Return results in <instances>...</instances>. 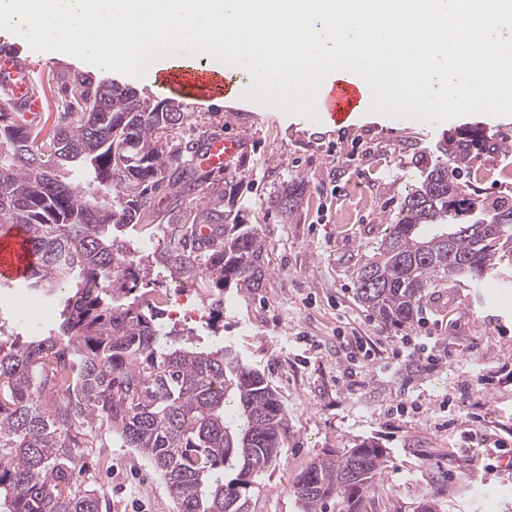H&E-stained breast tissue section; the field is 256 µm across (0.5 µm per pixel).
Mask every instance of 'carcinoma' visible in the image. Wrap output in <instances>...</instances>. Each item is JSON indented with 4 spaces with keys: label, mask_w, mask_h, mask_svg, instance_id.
<instances>
[{
    "label": "carcinoma",
    "mask_w": 512,
    "mask_h": 512,
    "mask_svg": "<svg viewBox=\"0 0 512 512\" xmlns=\"http://www.w3.org/2000/svg\"><path fill=\"white\" fill-rule=\"evenodd\" d=\"M69 99L52 128L20 122L0 94V226L20 225L37 265L25 281L36 297L66 285L56 333L21 347L0 344V499L4 512H101L99 494L77 482L82 448L107 426L142 453L165 480L177 512H249L252 478L280 455L285 408L258 370L227 349L188 346L166 330L151 274L196 281L216 318L224 289L256 291L269 274L267 243L224 210V177L195 167L199 142L183 140L182 105L141 99L133 89L64 78ZM483 129L448 139L445 159L404 197L379 259L358 268L355 295L384 324L411 327L429 290L451 277L476 281L512 261V194L478 192L476 162L499 151ZM110 194L106 201L84 186ZM189 198L150 211L157 193ZM300 178L282 183L274 204L302 207ZM180 225L154 256H139L119 235L126 224ZM213 235L196 238L195 226ZM235 411L243 423L226 422ZM383 449L363 443L326 453L300 474L302 512L341 496L359 512L375 488ZM235 466L236 477L224 470Z\"/></svg>",
    "instance_id": "obj_1"
}]
</instances>
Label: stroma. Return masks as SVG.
<instances>
[{
	"label": "stroma",
	"mask_w": 512,
	"mask_h": 512,
	"mask_svg": "<svg viewBox=\"0 0 512 512\" xmlns=\"http://www.w3.org/2000/svg\"><path fill=\"white\" fill-rule=\"evenodd\" d=\"M19 53L33 69L46 119L64 98V76L90 73L94 84H119L154 99V85L88 67L65 55L33 51L10 33L0 50ZM181 134L245 135L241 166L226 173L225 209L256 228L267 243L270 274L262 288L224 291L214 320L206 298L176 320L197 346H232L264 373L288 413L279 459L247 490L250 512H300L294 486L314 458L371 442L384 450L375 490L363 512H512V459L483 444L512 447V266L481 282L449 281L443 298H425L413 327H386L355 298L354 273L371 261L408 186L440 154L448 138L480 127L510 145L482 163L486 193L512 191V117L470 115L427 125L361 115L343 128L311 123L237 98L190 101ZM299 177L305 201L293 216L273 199ZM15 288H0V342L20 344L55 331L18 316ZM365 338L367 360L347 358L343 341ZM431 339L435 361L413 348L391 350L403 337ZM484 375L481 401L470 398ZM84 451L80 476L102 499V512H175L162 477L136 449L110 432Z\"/></svg>",
	"instance_id": "1"
}]
</instances>
